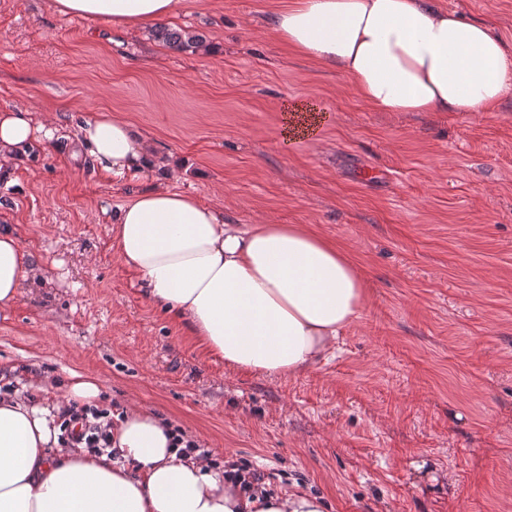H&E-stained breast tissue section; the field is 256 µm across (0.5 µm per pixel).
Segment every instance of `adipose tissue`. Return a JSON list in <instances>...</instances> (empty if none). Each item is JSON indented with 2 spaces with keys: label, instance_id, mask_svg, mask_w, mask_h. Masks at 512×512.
<instances>
[{
  "label": "adipose tissue",
  "instance_id": "adipose-tissue-1",
  "mask_svg": "<svg viewBox=\"0 0 512 512\" xmlns=\"http://www.w3.org/2000/svg\"><path fill=\"white\" fill-rule=\"evenodd\" d=\"M180 0H51L55 12L147 30ZM275 37L345 75L380 112H479L512 92V50L486 25L432 0H290ZM51 128L26 110L0 112V159L20 157ZM77 141L100 169L148 185L112 218L119 260L143 296L236 370L293 375L316 365L366 302V281L335 244L302 224H232L222 207L156 184L162 161L126 120L101 115ZM0 229V313L38 273ZM0 392V512H325L304 491L248 496L219 467L172 445V427L133 406L111 448L62 444L55 394Z\"/></svg>",
  "mask_w": 512,
  "mask_h": 512
}]
</instances>
